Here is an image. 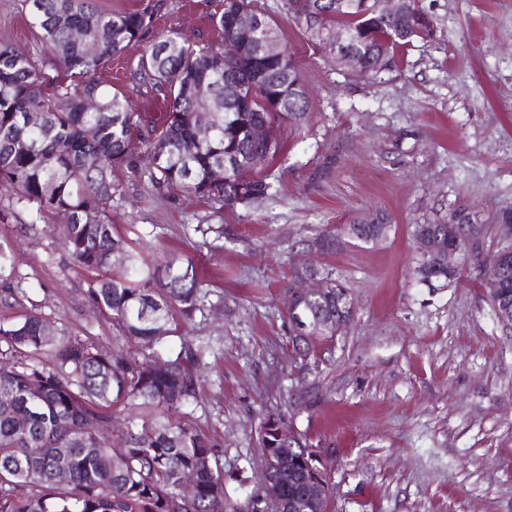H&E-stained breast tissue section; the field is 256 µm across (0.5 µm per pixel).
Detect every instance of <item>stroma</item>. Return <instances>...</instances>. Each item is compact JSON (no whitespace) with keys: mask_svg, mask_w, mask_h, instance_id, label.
I'll return each instance as SVG.
<instances>
[{"mask_svg":"<svg viewBox=\"0 0 512 512\" xmlns=\"http://www.w3.org/2000/svg\"><path fill=\"white\" fill-rule=\"evenodd\" d=\"M294 52L313 106L280 130L273 189L251 206L214 212L203 199L170 200L130 172L114 179L111 218L138 252L192 256L209 292L166 344L189 341L203 386L185 406L224 451V486L244 503L256 477L258 431L281 407L324 451L332 512H512V330L476 275L508 242L499 227L468 249L458 280L416 283L412 227L466 204L486 218L512 208V0H421L433 40L402 48L370 78L337 70L286 16L259 0ZM219 0H168L161 30L189 41L218 37ZM0 42L38 51L20 0H0ZM139 54L99 77L133 109L161 100L132 78ZM380 210L387 238L350 243L327 263L356 302L353 323L319 364L288 355L282 290L306 261L301 238L356 213ZM0 322L36 312L55 335L111 345L110 321L87 301L88 274L51 220L0 186Z\"/></svg>","mask_w":512,"mask_h":512,"instance_id":"1","label":"stroma"}]
</instances>
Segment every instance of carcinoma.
I'll return each mask as SVG.
<instances>
[{
  "label": "carcinoma",
  "instance_id": "carcinoma-1",
  "mask_svg": "<svg viewBox=\"0 0 512 512\" xmlns=\"http://www.w3.org/2000/svg\"><path fill=\"white\" fill-rule=\"evenodd\" d=\"M380 0H283L307 40L328 60L357 64L366 76L380 72V52L436 35L418 0L386 13ZM30 25L42 42L38 54L0 43V185L32 205L36 218L57 220L65 245L92 274L86 298L112 321V347L87 338L46 334V320L26 313L0 322V512H268L276 491L284 512L306 509L302 479L313 447L284 412L266 415L259 430L256 484L246 507L232 505L224 488V463L216 445L190 419L168 412L195 401L202 380L194 353L184 346L161 358L168 338L200 309L208 283L190 256L167 255L150 263L117 234L112 173L127 170L170 196L186 193L217 210L248 206L270 189L269 168L280 149L279 130L309 118L300 66L276 21L257 0H221L210 16L217 42L194 43L157 28L165 4L141 0L136 9L112 11L99 0H25ZM253 15L238 29L236 16ZM239 53L224 58V40ZM139 51L133 79L166 104L160 117L136 112L120 91L104 90L98 73L112 58ZM39 113L29 127L25 117ZM267 137L251 138V128ZM211 127L208 138L199 131ZM143 147L131 152L133 138ZM91 157L100 164H87ZM237 165L215 176L224 158ZM413 225L443 247L465 237L478 241L490 225L469 227L458 214ZM112 275H107V272ZM326 287L312 299L290 287L283 302L292 361L318 363L354 320L351 289L324 265ZM417 282L439 288L448 269L423 271ZM493 312L512 305V264L488 290ZM330 329L310 348L294 310ZM41 388V397L29 388ZM129 411L126 429L112 428ZM195 476L191 496L181 477Z\"/></svg>",
  "mask_w": 512,
  "mask_h": 512
}]
</instances>
